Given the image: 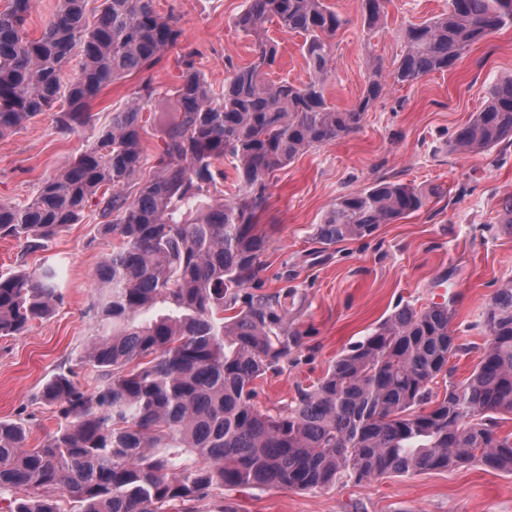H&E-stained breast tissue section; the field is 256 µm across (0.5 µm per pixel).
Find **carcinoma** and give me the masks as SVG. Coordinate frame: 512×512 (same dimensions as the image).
<instances>
[{"label":"carcinoma","mask_w":512,"mask_h":512,"mask_svg":"<svg viewBox=\"0 0 512 512\" xmlns=\"http://www.w3.org/2000/svg\"><path fill=\"white\" fill-rule=\"evenodd\" d=\"M388 0H361L364 26L377 29ZM58 0L39 35L29 33L31 0L0 7V136L45 112L66 136L97 128L93 147L44 178L26 203L0 201V237L43 250L77 224L90 202L112 217L119 244L100 263L102 292L89 314L95 336L83 357L87 384L57 374L42 400L58 420L40 448L29 428L0 420V493L11 512H193L188 503L226 487L325 490L342 479L370 481L478 464L512 472V281L485 312L487 349L471 375L441 400L430 384L457 351L446 306L405 305L341 355L317 384L277 416L257 408L254 381L288 357L300 336L286 330L288 302L248 286L264 246L255 216L266 180L305 152L358 130L391 82L412 85L452 69L477 42L512 27V0H448V12L402 33L390 79L372 68L358 102L339 108L325 81L332 40L347 20L327 0H247L233 20L253 38L255 60H227L216 92L183 48V31L154 0ZM276 21L303 37L310 80L269 79ZM180 50V81L167 97L176 120L154 175L127 194L146 164L143 112L161 90L151 79L104 122L90 103L112 83L151 70ZM76 63V71L66 67ZM512 144V74L490 88L451 149ZM229 161L238 193L222 201ZM427 204L409 183L379 181L336 198L316 239L369 237ZM62 293L55 265L0 276V336L24 333Z\"/></svg>","instance_id":"cac0c4a2"}]
</instances>
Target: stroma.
<instances>
[{"label":"stroma","mask_w":512,"mask_h":512,"mask_svg":"<svg viewBox=\"0 0 512 512\" xmlns=\"http://www.w3.org/2000/svg\"><path fill=\"white\" fill-rule=\"evenodd\" d=\"M346 20L335 38L326 81L329 102L355 104L372 67L391 74L403 42L399 32L448 9V0H390L383 28L367 31L361 0H328ZM173 17L184 43L196 49L197 67L222 89L225 62L244 66L255 58L252 37L235 29L244 0H154ZM279 57L272 79L301 83L310 74L302 39L268 24ZM512 72V27L474 45L458 65L411 86H391L367 112L361 128L312 149L267 182L257 214L266 236L249 292L288 295L289 330L302 336L278 369L256 382L261 410L278 413L324 376L336 359L396 309L448 306L458 350L448 371L431 385L468 378L486 349L484 312L497 288L512 281V233L502 203L512 196V146L481 153L452 151L455 131L485 103L499 75ZM93 127L63 138L53 113L0 139V200L22 204L40 182L89 148ZM381 180L410 183L427 194L421 211L381 225L370 237L319 244L315 227L337 196ZM98 211L69 225L47 248L24 252L22 243L0 239V274L58 264L61 303L19 336H0V420H24L27 445L42 446L58 421L41 400L45 382L73 371L95 334L88 313L99 291L96 270L112 250ZM512 512V473L482 466L388 475L368 482H341L324 491L239 487L198 502L196 512Z\"/></svg>","instance_id":"1"}]
</instances>
